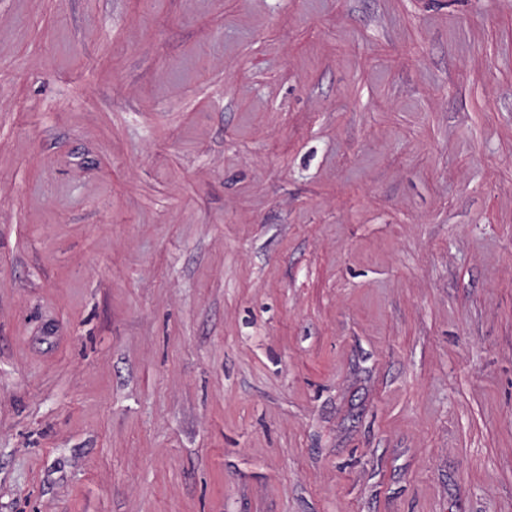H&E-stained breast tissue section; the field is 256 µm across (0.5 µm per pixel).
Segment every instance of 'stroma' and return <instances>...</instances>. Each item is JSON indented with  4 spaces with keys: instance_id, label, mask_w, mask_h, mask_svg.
I'll return each instance as SVG.
<instances>
[{
    "instance_id": "obj_1",
    "label": "stroma",
    "mask_w": 512,
    "mask_h": 512,
    "mask_svg": "<svg viewBox=\"0 0 512 512\" xmlns=\"http://www.w3.org/2000/svg\"><path fill=\"white\" fill-rule=\"evenodd\" d=\"M0 512H512V0H0Z\"/></svg>"
}]
</instances>
